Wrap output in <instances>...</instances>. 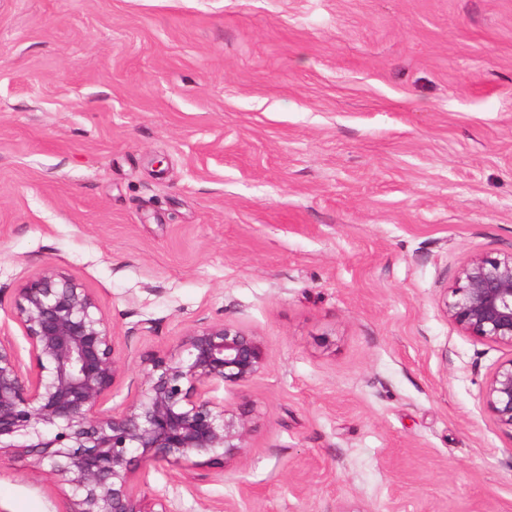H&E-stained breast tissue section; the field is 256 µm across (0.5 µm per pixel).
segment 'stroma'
Listing matches in <instances>:
<instances>
[{"label": "stroma", "mask_w": 512, "mask_h": 512, "mask_svg": "<svg viewBox=\"0 0 512 512\" xmlns=\"http://www.w3.org/2000/svg\"><path fill=\"white\" fill-rule=\"evenodd\" d=\"M512 251V0H0V330L55 266L125 374L224 320L268 366L249 446L138 488L181 512H512L482 391L512 348L441 302ZM0 457V512H66Z\"/></svg>", "instance_id": "1"}]
</instances>
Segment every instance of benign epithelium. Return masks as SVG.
I'll list each match as a JSON object with an SVG mask.
<instances>
[{"instance_id": "7a95c632", "label": "benign epithelium", "mask_w": 512, "mask_h": 512, "mask_svg": "<svg viewBox=\"0 0 512 512\" xmlns=\"http://www.w3.org/2000/svg\"><path fill=\"white\" fill-rule=\"evenodd\" d=\"M442 306L466 335L512 347V251L471 257ZM12 317L31 364L0 334V454L21 452L34 473L68 486V512H180L164 491L137 494V474L156 465L226 473L248 447L252 405L213 392L266 369L263 337L224 320L197 326L173 353L144 356L145 391L110 413L103 404L125 365L94 294L47 266L17 289ZM482 399L512 429V358L490 374Z\"/></svg>"}]
</instances>
